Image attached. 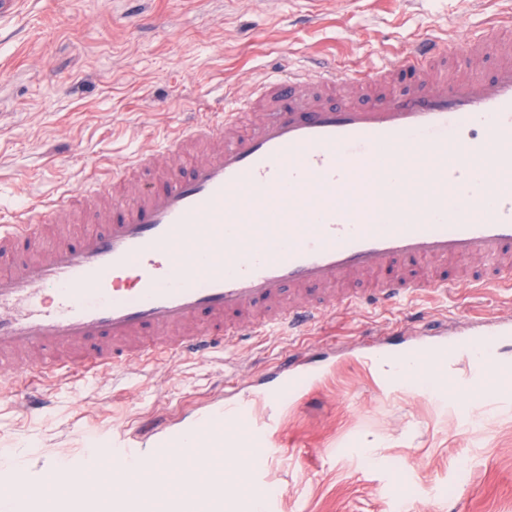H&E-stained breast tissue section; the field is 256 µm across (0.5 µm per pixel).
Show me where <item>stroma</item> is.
Segmentation results:
<instances>
[{
  "label": "stroma",
  "mask_w": 512,
  "mask_h": 512,
  "mask_svg": "<svg viewBox=\"0 0 512 512\" xmlns=\"http://www.w3.org/2000/svg\"><path fill=\"white\" fill-rule=\"evenodd\" d=\"M22 0L0 17V214L111 177L165 140L177 113L208 110L310 56L366 70L432 34L462 54L512 0ZM512 313L492 288L411 307L338 310L307 335L247 336L205 358L171 356L112 375L37 378L0 401V484L52 461L105 467L114 443L155 424L182 429L251 395L286 357L325 367L311 401L257 408L278 424L260 460L277 512H512V374L459 407L426 388L386 392L368 354L461 318ZM467 472H460V464Z\"/></svg>",
  "instance_id": "35a3bbf8"
}]
</instances>
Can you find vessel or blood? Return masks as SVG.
Instances as JSON below:
<instances>
[{"label": "vessel or blood", "mask_w": 512, "mask_h": 512, "mask_svg": "<svg viewBox=\"0 0 512 512\" xmlns=\"http://www.w3.org/2000/svg\"><path fill=\"white\" fill-rule=\"evenodd\" d=\"M448 62L427 34L369 70L299 64L232 107L181 113L177 133L144 150L134 168L168 163L193 142L209 151L187 173L171 170L159 185L138 187L132 206L93 213L104 231L28 258L37 217L72 221L70 195L0 221V254L23 257L0 273V380L46 366L123 371L160 352L226 351L246 334L298 336L337 308L452 293L447 279L406 276L429 259L468 260L469 287L512 295V186L500 181L512 164V39L476 36L463 65L452 71ZM345 89L357 101L334 103ZM252 111L261 114L257 128L237 134L241 114ZM132 170L83 191L110 198ZM511 335L512 318L500 317L404 353L421 374L464 353L469 368L450 387L466 400L502 368L498 342ZM308 383L284 363L256 398L275 405ZM221 446L235 451L227 470L254 478L252 453L268 451L269 438L250 406L225 408L223 428L202 426L190 445L166 430L150 449L113 450L112 512H136L133 479L157 490L175 465L190 479L171 512H192L197 488L211 490L217 512H252L213 465ZM53 473L19 471L5 488L33 510L56 497ZM58 499V512H96L80 482Z\"/></svg>", "instance_id": "1"}]
</instances>
